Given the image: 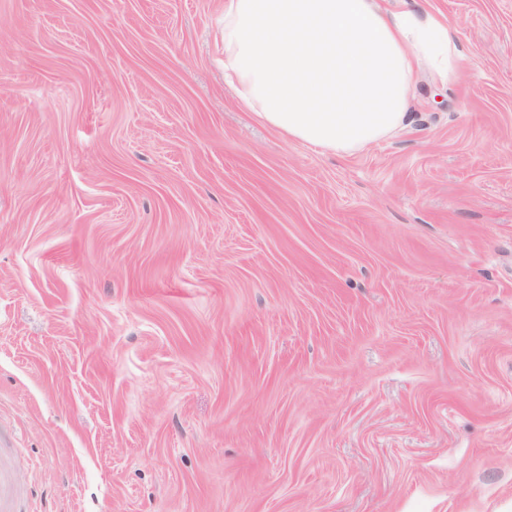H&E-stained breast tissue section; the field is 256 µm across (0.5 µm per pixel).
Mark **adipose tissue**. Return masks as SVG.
<instances>
[{"label": "adipose tissue", "mask_w": 512, "mask_h": 512, "mask_svg": "<svg viewBox=\"0 0 512 512\" xmlns=\"http://www.w3.org/2000/svg\"><path fill=\"white\" fill-rule=\"evenodd\" d=\"M460 56L425 0H224V73L239 103L325 154L410 126L418 73L447 81Z\"/></svg>", "instance_id": "obj_1"}]
</instances>
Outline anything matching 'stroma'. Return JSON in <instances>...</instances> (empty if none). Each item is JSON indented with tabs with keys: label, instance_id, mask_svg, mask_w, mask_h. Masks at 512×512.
Listing matches in <instances>:
<instances>
[{
	"label": "stroma",
	"instance_id": "1",
	"mask_svg": "<svg viewBox=\"0 0 512 512\" xmlns=\"http://www.w3.org/2000/svg\"><path fill=\"white\" fill-rule=\"evenodd\" d=\"M350 156L224 81V0H0L10 512H512V0Z\"/></svg>",
	"mask_w": 512,
	"mask_h": 512
}]
</instances>
